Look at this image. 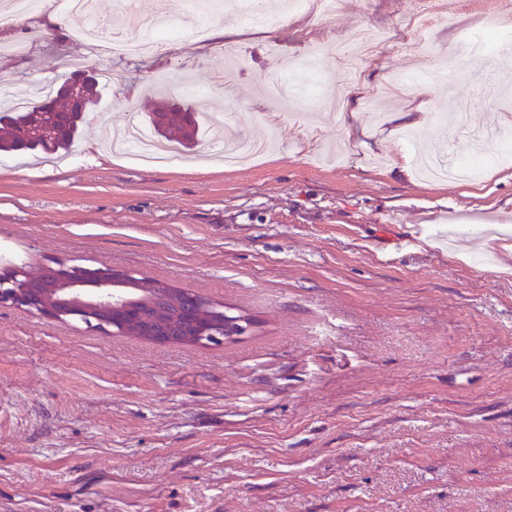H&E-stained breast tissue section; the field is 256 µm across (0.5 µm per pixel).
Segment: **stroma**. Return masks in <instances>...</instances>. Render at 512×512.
<instances>
[{
    "instance_id": "1",
    "label": "stroma",
    "mask_w": 512,
    "mask_h": 512,
    "mask_svg": "<svg viewBox=\"0 0 512 512\" xmlns=\"http://www.w3.org/2000/svg\"><path fill=\"white\" fill-rule=\"evenodd\" d=\"M496 0H450L416 36L406 0H342L322 18L178 38L112 56L62 13L7 34L0 84L56 88L84 56L120 71L60 160L0 156V270L124 267L256 320L221 345H159L0 306V512H512V165L428 182L411 159L495 154L512 133V58L473 47ZM394 34L347 79L330 43ZM40 29L41 41L29 40ZM275 137L224 167L207 133L187 163L114 155L150 88ZM288 97L267 95L272 84ZM342 90L340 116L319 90ZM431 247H424V240Z\"/></svg>"
}]
</instances>
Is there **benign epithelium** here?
I'll list each match as a JSON object with an SVG mask.
<instances>
[{"label":"benign epithelium","instance_id":"7a95c632","mask_svg":"<svg viewBox=\"0 0 512 512\" xmlns=\"http://www.w3.org/2000/svg\"><path fill=\"white\" fill-rule=\"evenodd\" d=\"M87 75L64 82L59 92L69 104L85 101ZM175 286L141 278L123 268H90L59 263L32 276L22 267L0 272V305L57 321L78 320L88 329L119 333L158 344L218 345L246 335L252 319L233 314L224 303L205 297L186 316L191 329L163 308L174 303Z\"/></svg>","mask_w":512,"mask_h":512}]
</instances>
